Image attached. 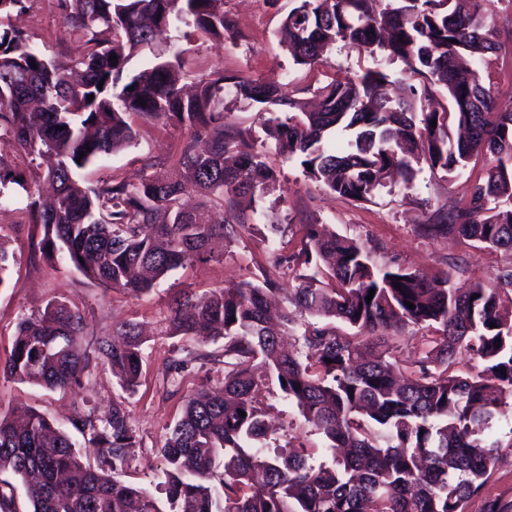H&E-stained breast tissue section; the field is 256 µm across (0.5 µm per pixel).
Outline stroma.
<instances>
[{
	"mask_svg": "<svg viewBox=\"0 0 512 512\" xmlns=\"http://www.w3.org/2000/svg\"><path fill=\"white\" fill-rule=\"evenodd\" d=\"M293 0H224L234 31L223 45L191 36L180 39L177 48L187 61L190 79H200L219 68L225 74H242L254 79H278L291 89L310 84L309 72L294 65L279 44L278 31ZM494 14L503 33L492 57L491 78L497 103L512 109V0H496ZM13 24L26 30L33 44L45 55L71 52L72 43L62 22L56 0H30L26 13L13 17ZM191 135L179 124H138L135 142L96 162L83 172L86 184L106 179L136 181L156 172L157 162L174 159ZM267 158L278 180L266 194L263 205L274 224L246 225L232 241L215 243L214 258L197 261L158 281L145 294L132 295L86 280L58 259L50 260L35 250L42 229L27 220L24 201L0 212V245L12 257L10 283L0 287V362L8 358L22 315L42 312L54 300L66 301L82 313L86 327L80 341L83 353L93 354L99 337L111 335L122 322L143 325L147 340L143 346V366L135 391L124 390L106 364L93 366L80 385L68 390H48L37 385L0 376V413L13 414L31 407L44 414L66 432L84 462L95 457L86 448L75 419L96 409L103 413L112 404H123L136 431L137 444L128 449V463L119 480L134 487L149 486L165 467L158 449L167 427L180 416L186 397L200 387H216L224 380L220 364L190 360L192 352L221 351L223 340L198 341L191 337L160 334L158 322L174 299L190 289L204 294L247 280L279 284V299L289 297L296 283V269L274 266L271 251L280 243L298 250L300 227L323 224L339 235L355 237L371 250L381 265L417 269L430 274L453 269L459 286L469 287L493 281L502 268L512 265V254L485 248L458 237L432 238L422 234L420 225L427 212L453 206L469 197L475 182L470 173L443 181L422 170L411 189L400 186L380 189L370 203H358L328 193L308 180L296 161L268 151ZM184 360V368L172 371L168 362ZM263 405L278 428V445L304 447L317 459L327 461L331 453L300 416L295 405L278 389H270ZM490 435L500 448L490 476L479 496L465 505V512H483L494 502L500 512H512V416L497 421Z\"/></svg>",
	"mask_w": 512,
	"mask_h": 512,
	"instance_id": "1",
	"label": "stroma"
}]
</instances>
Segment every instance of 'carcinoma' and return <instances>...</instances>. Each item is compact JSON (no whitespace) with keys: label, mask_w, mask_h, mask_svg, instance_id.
Returning <instances> with one entry per match:
<instances>
[{"label":"carcinoma","mask_w":512,"mask_h":512,"mask_svg":"<svg viewBox=\"0 0 512 512\" xmlns=\"http://www.w3.org/2000/svg\"><path fill=\"white\" fill-rule=\"evenodd\" d=\"M294 2L282 30L295 64L323 65L338 41L374 61L308 85L320 98L315 110L285 83L222 70L186 96L181 52L173 48L133 68L169 30L186 27L224 44L231 33L224 0H58L76 44L60 57L44 56L29 35L0 22V140L21 147L54 190L50 204H27L28 222L43 229L41 254H61L91 282L147 293L171 271L210 258L212 240L271 220L262 210L248 218L232 208L234 198H260L276 180L268 143L297 160L309 180L360 203L395 182L410 187L422 164L451 179L480 159L486 175L470 198L432 211L423 233L512 253V111L498 110L489 72L502 34L494 0ZM396 62L393 80L383 67ZM226 90L258 108L264 138L226 122ZM135 118L196 132L165 171L137 184L86 185L87 165L134 143ZM26 183V173L0 154V206L9 186ZM189 188L217 201L219 211L184 209ZM301 228L300 249L276 254L278 263L301 268L278 325L268 316V282L202 296L186 291L166 318L167 335L224 340L222 354L193 356L224 363L223 384L190 394L158 448L167 464L158 487L169 510L150 490L111 477L136 444L126 408L115 403L74 424L95 468L37 410L21 422L0 415V473L22 479L31 512H464L496 460L499 444L489 431L512 414V318L502 299L512 266L494 284L463 291L446 272L428 279L378 265L356 238ZM305 316L314 321L294 335ZM337 321L354 333L338 332ZM410 324L431 334L422 336L421 357L404 365L372 332ZM84 329L77 308L49 303L19 323L0 372L52 390L72 387L92 365L78 348ZM285 334L301 348L285 351ZM142 345L133 323L98 341L97 358L128 391L140 379ZM462 354L476 362L466 375L455 369ZM272 385L333 451L331 462L317 463L302 448L266 446L260 396Z\"/></svg>","instance_id":"1"}]
</instances>
